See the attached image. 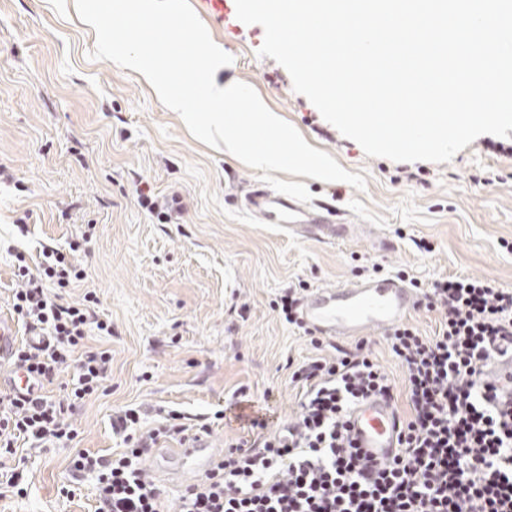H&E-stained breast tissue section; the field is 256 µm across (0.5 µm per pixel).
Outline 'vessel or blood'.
Returning a JSON list of instances; mask_svg holds the SVG:
<instances>
[{"label": "vessel or blood", "mask_w": 512, "mask_h": 512, "mask_svg": "<svg viewBox=\"0 0 512 512\" xmlns=\"http://www.w3.org/2000/svg\"><path fill=\"white\" fill-rule=\"evenodd\" d=\"M247 206L267 223L279 225L295 238L333 242L351 236L354 225L339 223L333 212L279 194L260 185L246 196ZM421 296L405 279L395 276L350 281L331 288L312 289L302 302V320L315 333L331 340H348L370 332L386 335L419 309ZM13 336L0 321V388L26 389V373L12 360ZM353 444L379 462L397 448L395 415L380 397L359 403L347 422ZM218 457L216 447L201 435L170 449L162 460H150L151 472H165L167 482H191L208 474Z\"/></svg>", "instance_id": "1"}]
</instances>
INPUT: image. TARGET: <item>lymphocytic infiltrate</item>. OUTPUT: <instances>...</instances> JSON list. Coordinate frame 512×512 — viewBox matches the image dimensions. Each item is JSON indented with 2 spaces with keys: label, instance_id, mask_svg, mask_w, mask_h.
<instances>
[{
  "label": "lymphocytic infiltrate",
  "instance_id": "obj_1",
  "mask_svg": "<svg viewBox=\"0 0 512 512\" xmlns=\"http://www.w3.org/2000/svg\"><path fill=\"white\" fill-rule=\"evenodd\" d=\"M14 275L12 311L27 335L14 356L38 390L0 393V454L15 453L21 439L74 447L68 472L94 480V512H168L167 491L146 462L161 440L209 431L206 418L191 425L171 410L145 430L140 408L128 407L112 417L122 451L79 448L72 416L108 392L112 370L111 351L86 341L111 335L112 323L93 293L64 302L63 290L86 272L59 250H43L33 267L18 256ZM425 308L439 315L434 335L402 324L385 337L402 382L373 359L365 338L308 358L290 376L295 416L273 431L264 416L251 418L218 467L182 490L177 512H512V401L484 377L489 359L512 348V289L446 277L433 282ZM65 368L71 382L47 394ZM374 393L391 401L400 425L399 450L383 464L360 455L345 425Z\"/></svg>",
  "mask_w": 512,
  "mask_h": 512
}]
</instances>
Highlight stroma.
Masks as SVG:
<instances>
[{"label": "stroma", "mask_w": 512, "mask_h": 512, "mask_svg": "<svg viewBox=\"0 0 512 512\" xmlns=\"http://www.w3.org/2000/svg\"><path fill=\"white\" fill-rule=\"evenodd\" d=\"M72 2L0 0V166L14 177L0 184V317L13 319L14 252L34 264L42 248L67 250L90 231L79 254L88 276L64 297L97 295L112 333L89 343L111 349L112 374L107 395L75 415L81 448H119L112 415L122 407H140L147 429L159 409L213 417L240 390L267 410L270 427L287 422L297 404L288 366L316 350L275 311L284 288L401 271L425 288L461 275L512 289V138L479 136L440 164L368 157L294 91L284 67L259 57L264 29L238 20L235 0H190L233 58L225 78L253 87L312 147L367 181L360 192L305 180L313 202L363 234L287 237L243 206L260 170L197 140L136 71L92 59L96 34ZM140 179L182 195L178 223L137 205ZM383 240L392 252L380 250ZM71 454L19 445L5 464L22 471L27 494L0 497V512H93V481L60 492Z\"/></svg>", "instance_id": "stroma-1"}]
</instances>
